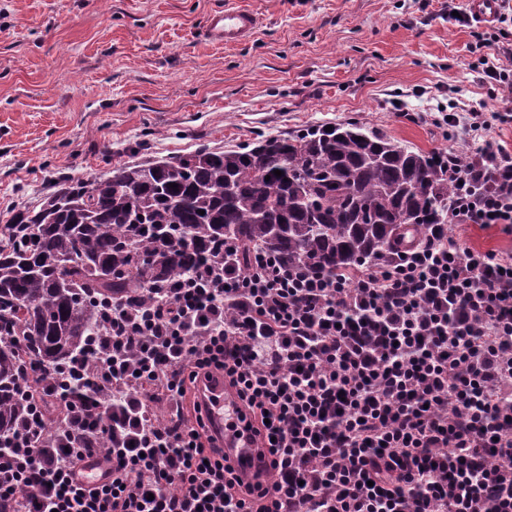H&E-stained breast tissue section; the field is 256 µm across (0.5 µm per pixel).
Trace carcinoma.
Instances as JSON below:
<instances>
[{
  "mask_svg": "<svg viewBox=\"0 0 512 512\" xmlns=\"http://www.w3.org/2000/svg\"><path fill=\"white\" fill-rule=\"evenodd\" d=\"M451 196L436 154L352 123L56 178L0 226V434L38 406L17 388L23 358L69 362L102 305L201 266L244 271L256 250L333 273L384 255L404 225L448 223Z\"/></svg>",
  "mask_w": 512,
  "mask_h": 512,
  "instance_id": "cac0c4a2",
  "label": "carcinoma"
}]
</instances>
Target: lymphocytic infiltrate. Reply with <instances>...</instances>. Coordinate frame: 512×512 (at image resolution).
I'll use <instances>...</instances> for the list:
<instances>
[{
	"mask_svg": "<svg viewBox=\"0 0 512 512\" xmlns=\"http://www.w3.org/2000/svg\"><path fill=\"white\" fill-rule=\"evenodd\" d=\"M479 66L512 95V39ZM511 112H455L484 140L447 152L448 221L325 273L255 255L200 267L149 305L110 303L89 347L27 380L73 415L0 437V512H512V254L461 248L459 224L512 232ZM492 189L476 197L473 178ZM223 377L273 458L268 494L224 466L195 397ZM176 416L157 420L160 403Z\"/></svg>",
	"mask_w": 512,
	"mask_h": 512,
	"instance_id": "obj_1",
	"label": "lymphocytic infiltrate"
}]
</instances>
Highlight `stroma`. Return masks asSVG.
<instances>
[{
	"label": "stroma",
	"instance_id": "stroma-1",
	"mask_svg": "<svg viewBox=\"0 0 512 512\" xmlns=\"http://www.w3.org/2000/svg\"><path fill=\"white\" fill-rule=\"evenodd\" d=\"M229 2L0 0V225L53 177L342 122L471 152L480 139L428 113L506 109L471 66L468 0H242L253 41H205Z\"/></svg>",
	"mask_w": 512,
	"mask_h": 512
}]
</instances>
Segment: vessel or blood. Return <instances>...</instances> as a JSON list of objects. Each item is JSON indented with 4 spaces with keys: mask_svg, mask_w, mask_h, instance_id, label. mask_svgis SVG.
Returning a JSON list of instances; mask_svg holds the SVG:
<instances>
[{
    "mask_svg": "<svg viewBox=\"0 0 512 512\" xmlns=\"http://www.w3.org/2000/svg\"><path fill=\"white\" fill-rule=\"evenodd\" d=\"M260 26L258 13L234 4L210 13L206 21L209 40L227 46L250 42ZM200 400L208 410V430L216 444L224 450V463L235 474L251 482H264L271 465L266 449L247 430L248 418L240 410L236 396L223 382H204L199 388Z\"/></svg>",
    "mask_w": 512,
    "mask_h": 512,
    "instance_id": "b4317fda",
    "label": "vessel or blood"
}]
</instances>
